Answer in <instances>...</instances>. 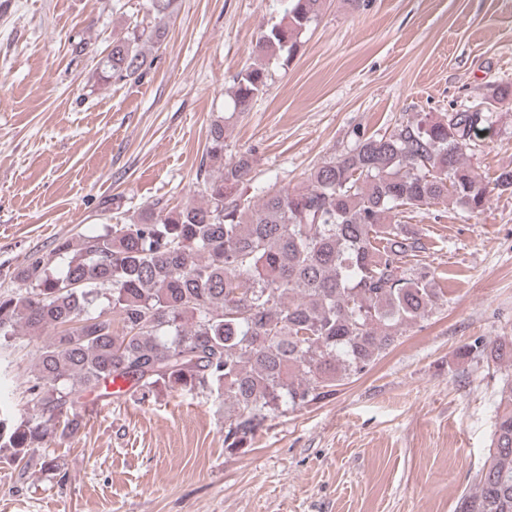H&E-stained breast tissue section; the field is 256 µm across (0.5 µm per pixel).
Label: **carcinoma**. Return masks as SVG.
I'll use <instances>...</instances> for the list:
<instances>
[{
    "label": "carcinoma",
    "instance_id": "obj_1",
    "mask_svg": "<svg viewBox=\"0 0 512 512\" xmlns=\"http://www.w3.org/2000/svg\"><path fill=\"white\" fill-rule=\"evenodd\" d=\"M282 19L260 31L256 60L233 80L232 113L267 87L263 60H289L324 0H287ZM171 0H151L154 27L112 40L93 76L140 75L143 45L163 34ZM512 84L435 119L389 132L356 129L339 155L298 187L248 195L253 162L224 160L225 117L209 130L200 201L156 202L128 224L61 238L0 291V346L47 336L25 390L38 416L0 418V461L23 474L36 453L76 433L85 395L109 397L123 379L141 400L195 391L224 401V445L249 447L272 416L317 405L364 374L407 329L447 302L420 266L427 244L386 214L453 199L478 217L491 188L470 157L494 126ZM63 261L57 269V261ZM466 352L512 363V336L476 339ZM456 512H512V378L500 392L492 446Z\"/></svg>",
    "mask_w": 512,
    "mask_h": 512
}]
</instances>
